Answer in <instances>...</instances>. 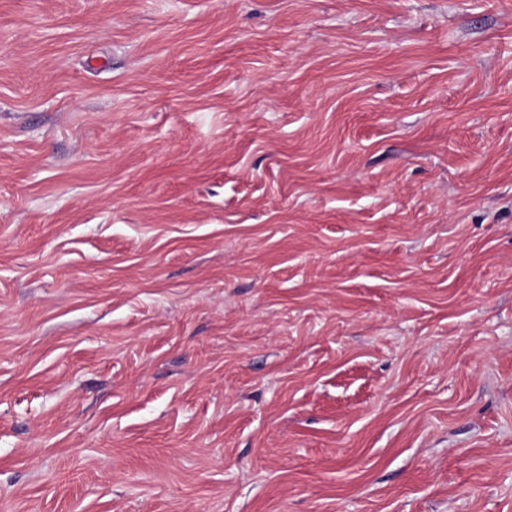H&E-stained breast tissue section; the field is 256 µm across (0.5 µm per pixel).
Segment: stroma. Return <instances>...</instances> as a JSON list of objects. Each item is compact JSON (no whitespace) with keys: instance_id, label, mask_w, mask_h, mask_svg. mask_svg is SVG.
<instances>
[{"instance_id":"stroma-1","label":"stroma","mask_w":512,"mask_h":512,"mask_svg":"<svg viewBox=\"0 0 512 512\" xmlns=\"http://www.w3.org/2000/svg\"><path fill=\"white\" fill-rule=\"evenodd\" d=\"M0 512H512V0H0Z\"/></svg>"}]
</instances>
